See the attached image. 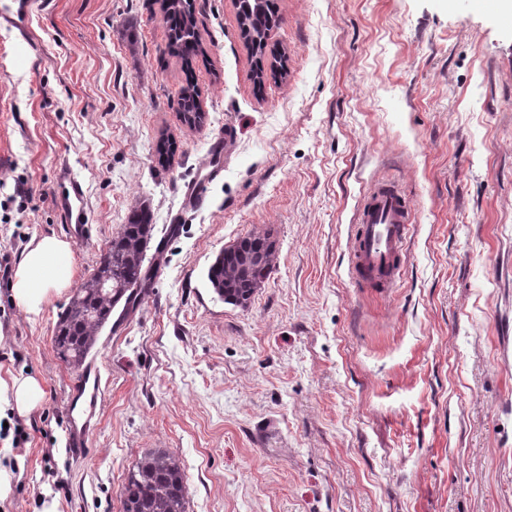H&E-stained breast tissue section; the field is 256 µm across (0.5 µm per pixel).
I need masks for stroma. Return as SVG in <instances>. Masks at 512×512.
Listing matches in <instances>:
<instances>
[{
    "mask_svg": "<svg viewBox=\"0 0 512 512\" xmlns=\"http://www.w3.org/2000/svg\"><path fill=\"white\" fill-rule=\"evenodd\" d=\"M273 5L258 56L237 0H193L204 52L188 68L161 0H36L23 28L0 18V258L64 237L66 166L92 226L74 286L143 203L156 270L89 358L100 397L80 455L66 440L81 373L53 347L70 295L31 320L0 288V376L45 392L0 512H120L155 449L182 466L188 512H512V24L483 0ZM189 83L195 126L178 105ZM164 136L177 150L162 166ZM220 139L224 173L188 207L181 188ZM383 180L416 218L400 280L374 294L348 266ZM268 232L270 275L248 308L224 303L209 265Z\"/></svg>",
    "mask_w": 512,
    "mask_h": 512,
    "instance_id": "35a3bbf8",
    "label": "stroma"
}]
</instances>
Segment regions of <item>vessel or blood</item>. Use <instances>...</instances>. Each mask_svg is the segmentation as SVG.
<instances>
[{"instance_id": "obj_1", "label": "vessel or blood", "mask_w": 512, "mask_h": 512, "mask_svg": "<svg viewBox=\"0 0 512 512\" xmlns=\"http://www.w3.org/2000/svg\"><path fill=\"white\" fill-rule=\"evenodd\" d=\"M223 151L222 144H215L203 183L221 176ZM203 183L185 185L186 204L192 207L202 204ZM83 198L82 183L73 174H65L59 182L56 202L64 215L69 235L77 240L88 239L91 235L82 206ZM412 220L410 200L397 185L381 181L370 189L356 221L352 275L357 287L384 293L395 286L403 266V244Z\"/></svg>"}]
</instances>
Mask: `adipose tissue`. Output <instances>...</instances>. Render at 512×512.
I'll list each match as a JSON object with an SVG mask.
<instances>
[{
	"instance_id": "ef3b65f1",
	"label": "adipose tissue",
	"mask_w": 512,
	"mask_h": 512,
	"mask_svg": "<svg viewBox=\"0 0 512 512\" xmlns=\"http://www.w3.org/2000/svg\"><path fill=\"white\" fill-rule=\"evenodd\" d=\"M74 278L73 250L69 241L53 235L32 240L13 272L11 293L26 314L40 316L53 297L69 288ZM41 383L34 377H0V412L10 409L27 415L44 399Z\"/></svg>"
}]
</instances>
